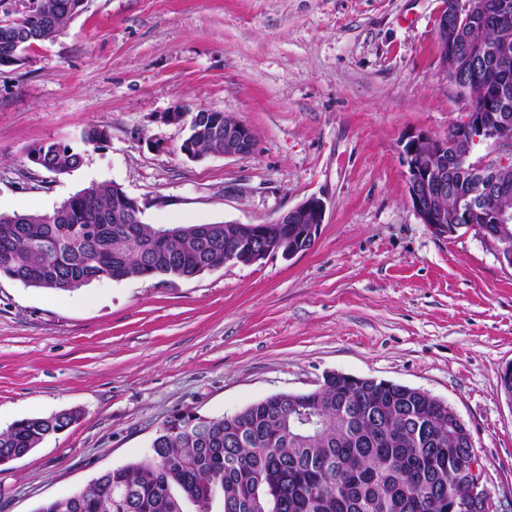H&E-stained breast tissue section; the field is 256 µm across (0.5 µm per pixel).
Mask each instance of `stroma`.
<instances>
[{
	"mask_svg": "<svg viewBox=\"0 0 512 512\" xmlns=\"http://www.w3.org/2000/svg\"><path fill=\"white\" fill-rule=\"evenodd\" d=\"M441 3L86 0L0 68V214H49L103 182L164 227L268 224L309 196L326 204L313 246L289 259L70 292L0 277V428L81 411L0 467V512H35L148 456L174 415L309 393L330 372L443 400L512 506V408L497 386L512 364V268L476 228L435 236L406 187L403 139L447 138L469 111L439 57ZM200 111L247 124L255 153L182 154ZM92 127L106 139L85 142ZM50 143L83 164L37 167L31 150Z\"/></svg>",
	"mask_w": 512,
	"mask_h": 512,
	"instance_id": "1",
	"label": "stroma"
}]
</instances>
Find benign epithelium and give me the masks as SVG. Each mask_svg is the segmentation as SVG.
Returning a JSON list of instances; mask_svg holds the SVG:
<instances>
[{"label": "benign epithelium", "instance_id": "benign-epithelium-1", "mask_svg": "<svg viewBox=\"0 0 512 512\" xmlns=\"http://www.w3.org/2000/svg\"><path fill=\"white\" fill-rule=\"evenodd\" d=\"M20 12L34 19L48 14L45 0H22ZM490 16L488 0H442L437 17V39L440 58L446 71L458 87H463L468 74L475 71L486 57L480 47H473L464 55L457 50L464 32L477 28ZM214 136L217 141L213 154L224 157H244L256 151L257 142L251 128L241 121L224 117V128L215 122L198 129ZM489 141L497 158L487 160L471 157L475 141ZM406 167L407 191L412 206L429 229L438 237L448 236V226L480 215L488 224L512 226V206L503 203L504 174L512 162V82L503 79L494 94L482 101H472L462 127L446 139L418 134L407 138L402 148ZM457 173L466 181L467 191L449 213L437 205V200L448 193V173ZM325 202L310 196L295 207L280 214L270 224H250L246 232L235 239L249 242L248 263L253 264L281 248V225H303V237L315 242L324 223ZM467 491L464 495L448 493L454 512H504L496 504L487 486L486 472L478 457L472 455L466 467Z\"/></svg>", "mask_w": 512, "mask_h": 512}]
</instances>
